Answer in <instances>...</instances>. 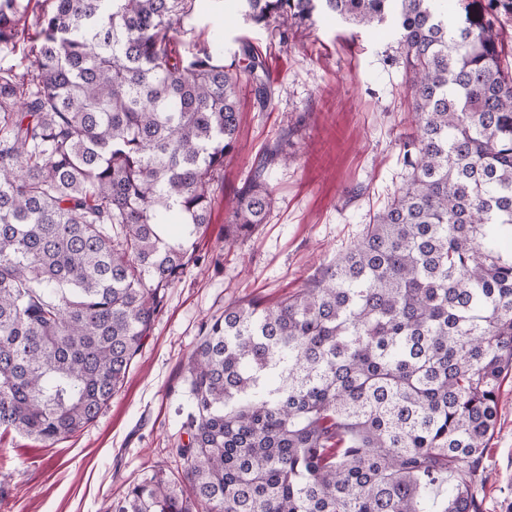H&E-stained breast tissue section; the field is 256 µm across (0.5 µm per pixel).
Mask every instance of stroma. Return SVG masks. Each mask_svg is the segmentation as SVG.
<instances>
[{
	"label": "stroma",
	"instance_id": "obj_1",
	"mask_svg": "<svg viewBox=\"0 0 512 512\" xmlns=\"http://www.w3.org/2000/svg\"><path fill=\"white\" fill-rule=\"evenodd\" d=\"M235 0L195 10L177 35L181 53L251 45L265 59L274 95L260 107L239 92L237 149L213 186L203 258L167 292L126 382L96 421L47 445L0 431V512H101L155 467L177 470L169 450L182 433L185 365L207 322L228 305L295 293L323 262L356 240L370 215L401 185L400 137L411 128L401 67L388 63L393 32H353L317 17L284 47L245 19ZM279 145L266 224L234 245L224 222L255 158ZM500 413L477 480L480 512H512V375L499 390Z\"/></svg>",
	"mask_w": 512,
	"mask_h": 512
}]
</instances>
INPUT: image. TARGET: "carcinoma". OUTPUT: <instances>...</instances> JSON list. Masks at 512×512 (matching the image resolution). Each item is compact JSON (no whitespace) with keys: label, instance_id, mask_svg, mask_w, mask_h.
I'll list each match as a JSON object with an SVG mask.
<instances>
[{"label":"carcinoma","instance_id":"cac0c4a2","mask_svg":"<svg viewBox=\"0 0 512 512\" xmlns=\"http://www.w3.org/2000/svg\"><path fill=\"white\" fill-rule=\"evenodd\" d=\"M196 0H0V429L55 443L122 388L168 288L200 264L251 47L183 56ZM286 45L314 15L390 23L415 130L403 185L277 302L224 309L188 358L183 478L106 512H480L512 372V0H242ZM266 150L224 242L266 222Z\"/></svg>","mask_w":512,"mask_h":512}]
</instances>
